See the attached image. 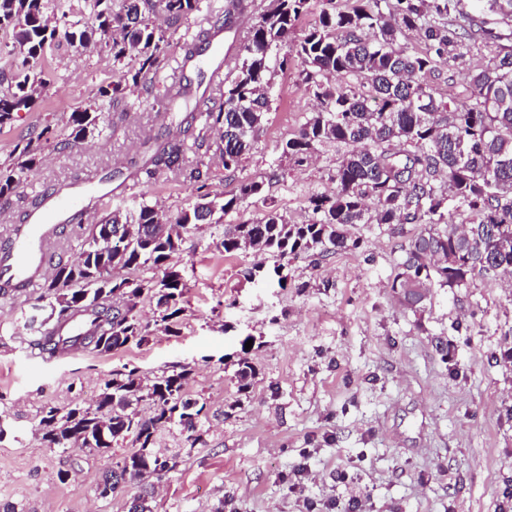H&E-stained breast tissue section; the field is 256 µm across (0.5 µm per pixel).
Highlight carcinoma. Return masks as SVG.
Listing matches in <instances>:
<instances>
[{
  "instance_id": "carcinoma-1",
  "label": "carcinoma",
  "mask_w": 512,
  "mask_h": 512,
  "mask_svg": "<svg viewBox=\"0 0 512 512\" xmlns=\"http://www.w3.org/2000/svg\"><path fill=\"white\" fill-rule=\"evenodd\" d=\"M92 21L68 20L65 0H0V29L12 28L20 57L14 62L8 90L0 95V128L20 112L32 111L47 85L44 52L57 24L71 29L72 45L88 49L112 32L113 61L134 60L132 85L146 83L156 70L165 36L150 15L159 11L174 22L199 13L203 0H123L112 10V0H89ZM351 7L336 10L335 0H323L320 25L299 40L294 27L311 0H276L261 14L240 47L242 61L219 98L202 101L191 120L200 129L192 145L185 140L159 153L156 165L170 167L168 157H180L202 147L207 132L216 129L224 170L241 167L270 111L268 60L272 51L289 45L304 66V81L313 90L320 109L281 147L283 157L302 161L326 144L344 148L336 166V190L309 199L315 218L290 224L275 209L224 228L221 246L227 254L257 249L274 262L273 272L288 287L285 263L300 253H327L357 248L347 236L353 224H428L430 228L408 240L390 288L399 295L406 288H425L418 309L435 288H460L476 276L496 279L512 275V0H475L476 15H454L457 0H349ZM408 32L422 35L425 49L410 52L401 44ZM469 41L493 44L494 53L470 79L471 105L461 111L436 99L423 75L447 61ZM351 75L369 83L374 94L366 98L350 86H331L323 79ZM117 85L98 89L93 109L74 112L67 148L96 124L101 108L117 98ZM45 126L14 149V162L0 165V201H8L40 161L47 134ZM265 179L242 183L238 193L221 200L203 195L191 208L174 216L147 203L125 213L114 212L90 225L76 259L59 262L45 281L44 299L50 313L40 320L33 314L24 327L37 328L31 347L53 354L69 343L64 327L81 322L85 347L114 352L139 345L151 335L138 311L141 300L154 306L157 329L178 332L186 283L170 259L182 247L183 233L197 229L217 212L240 208L249 198L263 195ZM477 211V224L448 223V205ZM152 264L164 268L155 282L127 277L125 272ZM240 341L234 378L238 392L252 386L257 369ZM193 367L188 364L147 376L137 369L112 372L95 406L75 404L61 408L47 404L41 410L38 431L47 446L62 452L82 448L104 454L130 440V450L105 473L97 497L108 498L120 488L136 489L128 512H153L151 492L143 479L165 476L177 469L181 450L169 455L156 451L162 429L175 427L191 446L204 443L209 421L205 402L186 393ZM148 403L146 417L139 406Z\"/></svg>"
}]
</instances>
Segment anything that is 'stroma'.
<instances>
[{
  "label": "stroma",
  "mask_w": 512,
  "mask_h": 512,
  "mask_svg": "<svg viewBox=\"0 0 512 512\" xmlns=\"http://www.w3.org/2000/svg\"><path fill=\"white\" fill-rule=\"evenodd\" d=\"M206 19L202 12L183 19L167 36L157 74L126 87L97 128L67 149L59 142L71 132V112L93 105L98 85L123 84L124 70L107 53L78 51L68 26H59L45 51L53 80L38 108L0 129L2 165L12 162L22 137L53 129L37 171L0 206V235L25 223L34 199L92 170L111 177L112 195L91 204L89 223L143 201L174 215L201 194L227 197L242 181L270 179L262 198L185 234L172 259L187 287L178 334L158 331L115 353L84 350L43 365L27 353L31 333L21 322L39 293L0 298V498L26 512H127V491L95 494L121 449L48 448L37 430L39 410L94 404L103 382L125 366L149 374L189 363L195 371L188 393L225 417L193 449L177 430L159 432L158 447L185 454L156 486L153 512H214L219 505L224 512H347L354 497L367 512H512V365L500 359L512 348L507 280L476 277L460 288H437L424 311L406 309L389 283L403 246L422 230L418 224L351 227L359 248L292 259L296 284L287 289L270 278L245 281L242 270L263 262V254L228 255L220 245L225 225L270 207L288 222L307 223L310 196L336 188L335 145L300 166L281 157L282 144L319 107L300 59L284 67L270 62L272 108L243 169L225 171L214 147L205 146L203 182L184 179L177 168L145 177L168 126L186 113L169 109L165 86L207 80L198 62L183 60L185 42ZM488 57L481 46L460 48L425 82L435 98L467 106L470 76ZM135 171L140 183L127 189ZM248 333L258 342L250 354L257 376L241 395L234 361ZM440 340L447 351L437 349ZM303 466L313 480L300 496L286 477ZM342 470L349 474L344 483L336 480ZM62 472L68 480H59Z\"/></svg>",
  "instance_id": "1"
}]
</instances>
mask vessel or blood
I'll return each mask as SVG.
<instances>
[{"mask_svg":"<svg viewBox=\"0 0 512 512\" xmlns=\"http://www.w3.org/2000/svg\"><path fill=\"white\" fill-rule=\"evenodd\" d=\"M108 183L97 177L50 195L25 224H14L0 246V288L28 291L51 274L61 255L58 244L70 222L81 218L88 197H106Z\"/></svg>","mask_w":512,"mask_h":512,"instance_id":"b4317fda","label":"vessel or blood"}]
</instances>
